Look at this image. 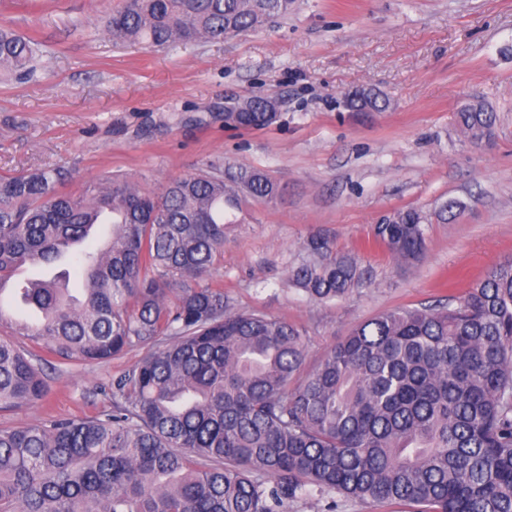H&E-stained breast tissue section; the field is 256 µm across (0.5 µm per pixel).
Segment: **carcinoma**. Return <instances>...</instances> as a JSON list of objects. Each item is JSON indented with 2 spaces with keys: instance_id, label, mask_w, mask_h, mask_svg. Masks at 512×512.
I'll return each mask as SVG.
<instances>
[{
  "instance_id": "carcinoma-1",
  "label": "carcinoma",
  "mask_w": 512,
  "mask_h": 512,
  "mask_svg": "<svg viewBox=\"0 0 512 512\" xmlns=\"http://www.w3.org/2000/svg\"><path fill=\"white\" fill-rule=\"evenodd\" d=\"M295 0H121L109 38L170 46L221 40L284 17ZM39 43L0 28V73L35 77ZM473 144L490 109L456 113ZM263 112L224 119L251 130ZM68 172L0 175V287L19 268L66 259L69 276L28 281L38 314L0 326L66 361L145 355L112 381L98 417L0 429V512H288L316 492L399 501L415 512H512V259L459 296L397 308L354 328L304 373L303 331L231 308L208 282L224 225L279 193L265 172L206 167L146 192L119 176L78 193ZM425 218L400 210L375 238L398 260L426 251ZM109 244L79 251L97 224ZM288 283L310 299L348 295L355 258L312 235ZM154 271L150 275L147 270ZM34 355L0 338V409L47 396Z\"/></svg>"
}]
</instances>
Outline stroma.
Listing matches in <instances>:
<instances>
[{
  "mask_svg": "<svg viewBox=\"0 0 512 512\" xmlns=\"http://www.w3.org/2000/svg\"><path fill=\"white\" fill-rule=\"evenodd\" d=\"M112 5L0 0V26L43 51L37 81L0 75V175L62 166L67 192L112 175L157 192L211 162L265 170L281 193L237 212L209 282L234 309L298 325L310 369L360 323L462 292L512 258V0H296L258 29L168 47L113 42L102 23ZM357 88L380 92L388 109H344ZM250 94L277 101V121L225 128V103ZM473 96L496 114L480 148L455 122ZM451 199L462 207L441 220ZM408 207L425 217L427 250L402 262L374 236ZM315 233L364 273L342 299L313 301L288 284ZM144 353L133 345L103 361H55L49 394L0 411V429L111 410L113 379ZM288 512L413 508L312 496Z\"/></svg>",
  "mask_w": 512,
  "mask_h": 512,
  "instance_id": "obj_1",
  "label": "stroma"
}]
</instances>
